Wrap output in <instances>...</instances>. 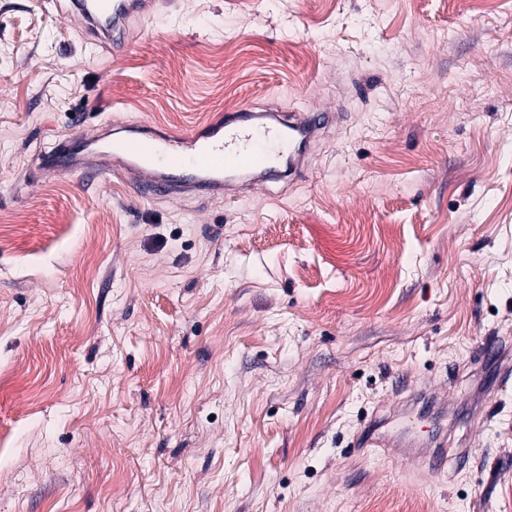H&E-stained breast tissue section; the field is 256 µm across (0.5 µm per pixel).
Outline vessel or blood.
<instances>
[{
	"label": "vessel or blood",
	"mask_w": 512,
	"mask_h": 512,
	"mask_svg": "<svg viewBox=\"0 0 512 512\" xmlns=\"http://www.w3.org/2000/svg\"><path fill=\"white\" fill-rule=\"evenodd\" d=\"M162 0H75L74 15L85 23L98 42L113 51L125 50L128 21L146 17ZM327 112H311L282 122L264 121L252 108L243 107L213 116L204 126L183 132L153 131L132 138H113L96 157L77 163L65 150L42 158L54 173L68 175L86 168L94 171L122 164L134 183L147 192L170 198L202 186L223 190L227 172H266L286 167L289 173L304 166V148L324 129ZM431 452L421 464L428 471L445 473L448 450L441 436H432Z\"/></svg>",
	"instance_id": "vessel-or-blood-1"
}]
</instances>
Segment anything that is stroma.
<instances>
[{
	"label": "stroma",
	"instance_id": "obj_1",
	"mask_svg": "<svg viewBox=\"0 0 512 512\" xmlns=\"http://www.w3.org/2000/svg\"><path fill=\"white\" fill-rule=\"evenodd\" d=\"M72 9L0 0V512H512V0H174L117 54ZM242 105L336 121L211 196L38 162ZM400 377L443 417L362 447ZM447 443V440L444 443L441 435L435 434L432 436L428 446L433 447L434 450L422 458V466L436 474L445 473L448 467V448H445Z\"/></svg>",
	"mask_w": 512,
	"mask_h": 512
}]
</instances>
